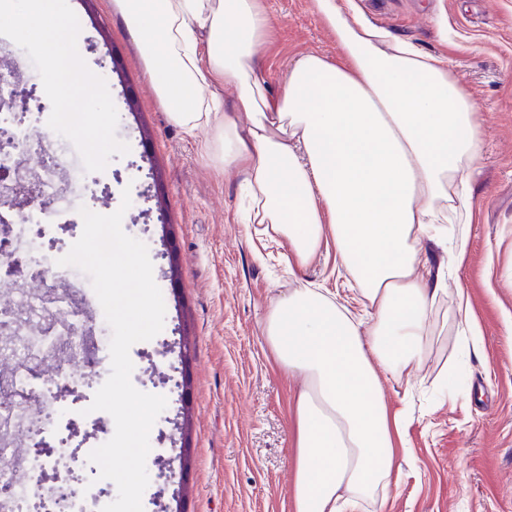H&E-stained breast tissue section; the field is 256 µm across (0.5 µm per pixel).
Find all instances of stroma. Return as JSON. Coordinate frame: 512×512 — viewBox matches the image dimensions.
<instances>
[{"instance_id": "1", "label": "stroma", "mask_w": 512, "mask_h": 512, "mask_svg": "<svg viewBox=\"0 0 512 512\" xmlns=\"http://www.w3.org/2000/svg\"><path fill=\"white\" fill-rule=\"evenodd\" d=\"M68 4L80 22L85 63L108 78L116 136L129 151L89 172L62 140L74 187L55 203L67 223L60 238L75 243L83 232L80 208L94 207L104 215L123 210L126 234L146 244L165 320L153 339L131 347V381L167 399L162 460L189 459L182 486L159 478L147 461L144 512H294L293 407L302 379L275 362L265 320L280 297L302 286L328 289L355 311L361 298L334 244L299 266L286 240L244 223L240 171L207 150L213 129L189 134L172 121L113 0ZM354 5L362 21L447 58L476 107L480 134L479 157L462 167L471 202L462 267L451 268L444 243L426 238L418 245L427 260L422 275L447 273L430 318L431 349L412 375L379 373L390 409L409 402L404 441L411 453L397 456L384 503L364 499L356 512H512V0ZM265 6L274 26L260 64L276 93L297 57H335L336 38L311 0ZM462 297L480 331L476 348L458 324Z\"/></svg>"}]
</instances>
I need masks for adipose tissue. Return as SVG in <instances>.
Here are the masks:
<instances>
[{
  "label": "adipose tissue",
  "instance_id": "adipose-tissue-1",
  "mask_svg": "<svg viewBox=\"0 0 512 512\" xmlns=\"http://www.w3.org/2000/svg\"><path fill=\"white\" fill-rule=\"evenodd\" d=\"M343 2L312 0L337 60L297 58L270 97L258 61L272 27L263 0H113L171 119L190 133L215 127L225 166L243 173L252 223L286 238L301 265L333 238L364 300L357 319L297 288L265 322L278 364L305 380L294 512H345L388 485L410 416L389 411L375 368L407 375L427 354L442 288L416 275L417 245L447 237L469 200L462 162L479 151L474 105L447 62L352 20ZM223 86L249 126L224 111Z\"/></svg>",
  "mask_w": 512,
  "mask_h": 512
}]
</instances>
